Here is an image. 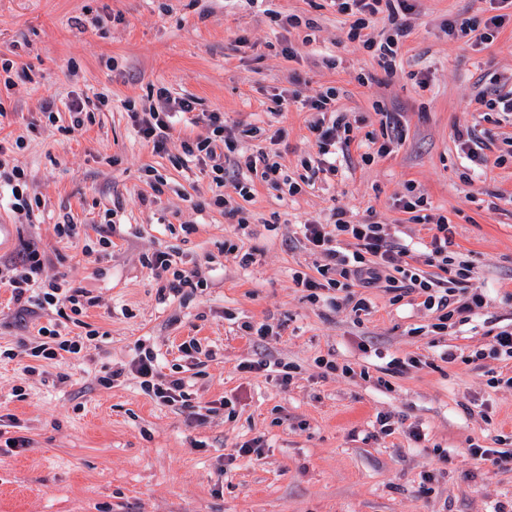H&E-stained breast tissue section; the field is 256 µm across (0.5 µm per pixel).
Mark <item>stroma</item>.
Segmentation results:
<instances>
[{
	"label": "stroma",
	"mask_w": 512,
	"mask_h": 512,
	"mask_svg": "<svg viewBox=\"0 0 512 512\" xmlns=\"http://www.w3.org/2000/svg\"><path fill=\"white\" fill-rule=\"evenodd\" d=\"M413 5V33L388 71L374 51L349 40L352 19L329 0H0V60L14 63L0 80L8 107L0 139L24 137L12 156L43 205L40 222L22 224L0 204V224L16 227L0 255L36 243L44 278L63 274L98 296L84 319L100 331L83 359L33 375L23 358L0 361V415H15L32 440L26 452L0 451V512H496L512 503V468L477 465L466 453L470 444L490 447L495 436L512 435V390L487 386L494 359H441L449 349L485 347L491 326L512 327V159L467 170L454 138L475 128L490 161L512 149V117L483 115L477 104L495 77L512 76V21L480 44L443 27L484 24L490 0ZM294 17L299 26H291ZM162 86L194 98L197 111L223 113L237 152L255 146L247 129L266 128L286 174L308 177V186L291 196L259 182L245 199L233 179L218 188L199 169L176 165L186 135L206 134L200 124L175 123L166 152L155 153L129 109ZM331 87L354 141L348 165L328 177L301 162L317 156L304 103ZM98 93L108 103L94 122L62 134L70 102ZM50 96L58 126L30 129ZM387 112L401 113L404 136L388 155L363 163ZM410 184L430 214L452 224L454 248L471 266L466 288L490 299L443 336L432 333L431 312L391 304L382 288L367 289L373 308L358 321L345 292L335 304L313 303L292 282L294 272L315 271L300 224L332 209L420 236L400 207ZM219 193L241 209L246 227L214 205ZM108 209L118 212L108 251L88 255L56 238L53 226L65 214L96 237ZM185 224L192 233L182 232ZM231 243L253 253L252 263L225 253ZM158 250L179 252L182 268L200 265L208 288L160 299L141 263ZM10 297L0 286L2 347L30 342L57 319L52 310L18 317ZM262 320L274 336L260 343L244 336L243 323ZM192 338L217 352L197 379L202 401L232 398L234 415L195 421L156 403L135 379L99 383L130 362L137 341L170 368L182 364L179 347ZM377 348L428 364L386 376ZM264 356L295 365L288 386L240 371ZM319 356L350 365L352 374L324 372ZM380 412L418 426L424 440L381 437ZM254 438L263 441L260 458L225 464V453Z\"/></svg>",
	"instance_id": "obj_1"
}]
</instances>
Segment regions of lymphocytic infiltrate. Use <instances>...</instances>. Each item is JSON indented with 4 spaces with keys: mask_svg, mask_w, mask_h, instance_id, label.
<instances>
[{
    "mask_svg": "<svg viewBox=\"0 0 512 512\" xmlns=\"http://www.w3.org/2000/svg\"><path fill=\"white\" fill-rule=\"evenodd\" d=\"M338 12L353 16L348 37L362 41L364 47L376 49L385 68H393L397 58V45L400 38L410 34L412 26L408 21L398 19V12H411L408 0H332ZM397 4L398 12L389 13L391 32L381 40L364 37L365 29L371 28L372 19L382 13L383 5ZM335 89H327L309 105L316 114L309 124L315 137L320 156L319 172L336 173L337 153H348L351 144V126L343 113L337 112ZM195 111V101L191 98H171L166 89H158L156 98L141 111L131 112L130 118L141 137L152 146L153 151L163 152L172 130V118L176 113ZM198 122L204 123L209 134L206 137L187 138L182 142L185 161L194 163L208 172L216 187H223L224 176L229 171L243 173L244 181L238 188L242 195H249L255 182H263L278 187L287 186L289 194L301 192L299 183L284 175L282 166L274 155L259 150L252 154L231 155L224 152V115L220 112L197 113ZM0 191L6 192L12 212L18 216L31 217L33 214L29 182L23 168L10 163L7 148L0 143ZM428 202L424 195L409 193L402 207L412 213L416 223L421 224L427 237L421 245L425 250V261L442 272H457L466 276L470 270L468 262L458 259L453 252L452 226L447 218H431L427 215ZM301 234L306 245L317 254L316 276L303 272L293 275L296 287L306 292L311 302L323 300L326 292L347 290L353 286L362 288L383 287L390 293L393 302L410 300L411 304L434 313L432 325L434 333L441 334L448 327L468 321L487 308L484 293L460 292L456 288L443 287L441 282L421 275L411 260L413 249L400 236L387 233L377 222L356 224L350 222L347 213L341 209L332 210L329 223L311 221L303 224ZM45 257L35 244H27L16 258L10 259L1 267L7 272L5 284L11 290V301L17 310L31 312L32 309H55L59 318L81 316L98 299L90 289L76 286L67 280H43L42 271ZM144 267L149 268L161 285L159 296L181 295L185 290L206 287L199 270L190 271L173 267L170 255L157 251L143 259ZM84 335L69 337L63 335L58 324L40 326L35 339L21 349H0V358L9 360L23 356L28 358L26 373L39 372L42 363L63 358L64 355H78L86 342L95 340L99 331L92 324H85ZM138 354L128 365L112 370L101 377L103 387H111L115 380L131 374L139 381L141 391L151 399L165 406H176L186 411H194L192 381L184 376L180 368H172L163 373L156 354L137 343Z\"/></svg>",
    "mask_w": 512,
    "mask_h": 512,
    "instance_id": "f902f5d3",
    "label": "lymphocytic infiltrate"
}]
</instances>
